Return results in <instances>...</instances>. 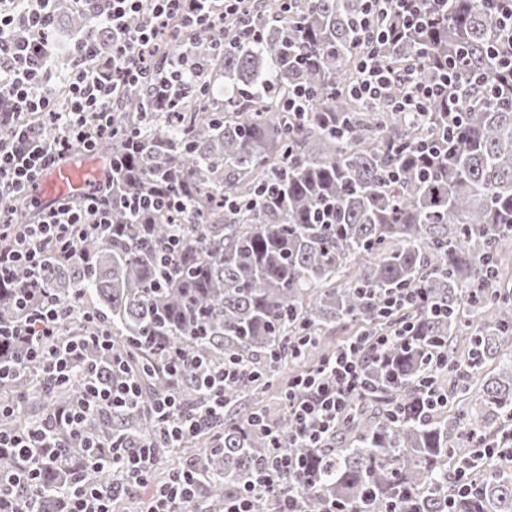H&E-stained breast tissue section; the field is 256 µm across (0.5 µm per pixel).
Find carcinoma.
Instances as JSON below:
<instances>
[{"mask_svg": "<svg viewBox=\"0 0 512 512\" xmlns=\"http://www.w3.org/2000/svg\"><path fill=\"white\" fill-rule=\"evenodd\" d=\"M497 0H450L432 27L412 26L377 48L379 62L396 74L422 64L432 81L456 62L465 85L448 153L413 155L414 142L448 132V103L434 102L428 121L391 111L405 93L391 86L388 101L367 105L349 93L360 56L357 37L364 0H247L224 19L222 35L192 30L185 43H163L152 77L120 92L112 109V137L95 151L112 173V230L77 238L72 258L52 263L45 290L101 323L115 350L140 379L135 409L90 412L86 432L111 438L130 451L156 428L150 410L174 392L201 413L206 401L193 374L172 380L165 364L175 352L224 364L234 356L250 367L295 372L308 364L320 336L354 322L360 333L407 320L415 339L394 343L387 361L368 366L372 391L356 401L332 447L294 444L311 486L305 512L336 501L353 512H512V470L487 473L479 456L512 443V291L501 288L504 243L512 239V68L496 51L512 55L496 23ZM57 28L92 33L109 42L96 10L58 8ZM201 76L170 80L181 47ZM308 95L306 112L283 108L288 90ZM271 195L253 205L259 190ZM179 193L187 210L132 212L131 198ZM238 202L225 205V198ZM3 204L21 224L29 221L21 198ZM180 241L176 266L161 279L157 256L170 236ZM490 279L494 292L477 284ZM421 287L426 302L388 317L380 300L397 288ZM11 283L0 284V323H15ZM86 334L65 317L58 339ZM310 336L301 357L288 342ZM448 352L436 370L448 407L420 412L419 385L435 346ZM99 381L112 382V366L96 350ZM0 362L14 373L0 381V400L18 398L25 410L47 414L76 397L83 376L62 385L42 383V368L26 351L0 343ZM498 373L481 376L488 363ZM275 379L249 378L227 391L229 412L246 394ZM394 407L407 416L390 417ZM209 430L224 447L197 455L201 512H224V502L254 480L267 453L248 425L219 417ZM53 460L35 463L44 485L39 512H60L83 449L62 439ZM465 469L470 494L460 495L456 473Z\"/></svg>", "mask_w": 512, "mask_h": 512, "instance_id": "obj_1", "label": "carcinoma"}]
</instances>
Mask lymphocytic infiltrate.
Listing matches in <instances>:
<instances>
[{
    "instance_id": "1",
    "label": "lymphocytic infiltrate",
    "mask_w": 512,
    "mask_h": 512,
    "mask_svg": "<svg viewBox=\"0 0 512 512\" xmlns=\"http://www.w3.org/2000/svg\"><path fill=\"white\" fill-rule=\"evenodd\" d=\"M55 0H0V97L8 106L0 108V198L29 195L43 172L58 165L73 149L92 150L112 134V92L120 85L141 84L149 72V58L162 36L179 39L183 29L222 31L224 16L213 8L214 0H68L76 10L93 7L112 37L109 49H102L91 36L74 38L67 48L70 68L61 72L54 64L52 32L56 23ZM369 9L358 25L362 38L377 44L391 40L395 32L379 25L383 8L403 17L427 19L414 0H366ZM147 13L146 23L130 29L129 17ZM396 77L378 66L373 57L358 64L357 80L351 92L370 103L385 99ZM408 92L395 104V111L424 117L429 104L441 99L448 103L449 119L459 112L458 88L462 77L449 66L433 82L419 79L417 70L403 77ZM49 121L59 130L53 140L41 137L39 122ZM112 195L96 187L79 200L57 204L39 211L36 222L16 224L11 212L0 205V282L13 280L18 268H26L28 280L16 282V304L25 316L21 322L0 327V339L25 345L31 360L40 362L48 377L67 381L72 369L83 367L84 388L76 399L60 405L51 429L29 423L19 430L0 429V448L13 452L20 465V491L0 486V502L9 512H37L41 485L32 468L30 453L41 449L44 458L55 457L58 448L52 430L67 433L88 448L89 454L76 474L65 503V512H112V505L134 487L147 489L145 512H184L183 506L197 492L196 472L182 467L171 472L167 483L154 484L153 447H182L186 436L196 434L208 423L209 415L224 408L228 386L252 376V368L239 361L209 366L204 361L172 358L173 373L196 367L208 402L206 414L185 410L174 396L157 398L152 409L157 436L150 445L129 452L119 443H106L85 435L83 422L98 407L126 410L141 402L137 379L121 377L112 385L99 383L96 368L86 351L94 347L111 354L112 338L100 329L64 345L52 339L60 318L71 315L69 306L50 298H36L34 288L48 270L50 255L66 258L72 240L106 232L111 223ZM14 281V280H13ZM412 323L400 322L393 334L358 336L324 356L316 365L288 382L284 407L294 423V438L310 448L328 447L336 428L354 398L368 387L366 360H381L393 339L409 336ZM253 426L264 430L268 455L259 475L244 493L229 500L224 512H255V501L265 493L276 496L277 512H303L306 490L301 480L300 459L287 451L286 441L261 417H251ZM109 466L118 474L112 486L90 480L97 468Z\"/></svg>"
}]
</instances>
